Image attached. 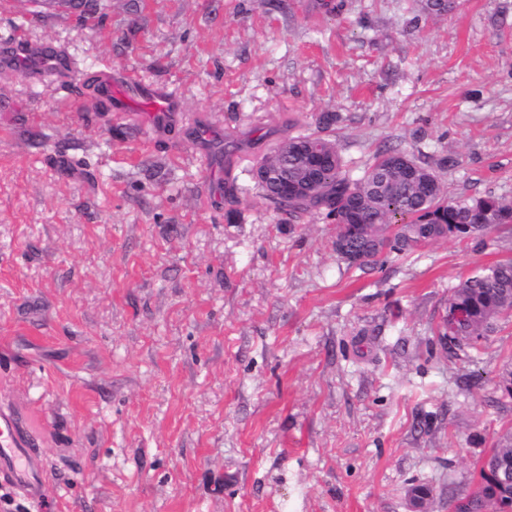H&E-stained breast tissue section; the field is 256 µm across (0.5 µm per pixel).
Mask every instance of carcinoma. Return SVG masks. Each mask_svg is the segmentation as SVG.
Instances as JSON below:
<instances>
[{
	"label": "carcinoma",
	"mask_w": 512,
	"mask_h": 512,
	"mask_svg": "<svg viewBox=\"0 0 512 512\" xmlns=\"http://www.w3.org/2000/svg\"><path fill=\"white\" fill-rule=\"evenodd\" d=\"M454 0H424V10L441 16ZM329 117L317 130L290 135L278 143L281 151L264 154L260 161L288 170L293 181L304 179L305 168L298 147L320 143L331 158L322 183L307 196L283 200L275 186L264 185L266 197L288 214L315 211L333 221L340 232L336 253L360 269L375 268L390 253L409 254L441 239L483 238L492 229L512 224V201L494 195L465 200L448 197L437 172L429 163L398 148L378 152L355 177L347 169L337 140L327 134ZM471 310V320L457 325L458 336H488L499 322L512 317V260L482 268L455 285L448 296ZM505 447L491 450L479 470L474 497H491L497 487Z\"/></svg>",
	"instance_id": "carcinoma-1"
}]
</instances>
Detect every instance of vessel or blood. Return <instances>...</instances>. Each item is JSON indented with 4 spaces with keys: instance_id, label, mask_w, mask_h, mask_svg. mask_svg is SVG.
Here are the masks:
<instances>
[{
    "instance_id": "b4317fda",
    "label": "vessel or blood",
    "mask_w": 512,
    "mask_h": 512,
    "mask_svg": "<svg viewBox=\"0 0 512 512\" xmlns=\"http://www.w3.org/2000/svg\"><path fill=\"white\" fill-rule=\"evenodd\" d=\"M21 61L28 64L25 75L29 78L61 76L68 73L70 67L65 55L33 43L22 35L0 44V64L10 66ZM122 89V95L113 101L115 109H124L127 100L133 97L151 100L154 112L161 116L175 109L171 97L158 95L152 86L138 77L124 76ZM43 479L36 441L14 416L0 411V488L17 490L37 498L43 490Z\"/></svg>"
}]
</instances>
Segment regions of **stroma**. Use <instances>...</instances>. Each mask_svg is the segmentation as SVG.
<instances>
[{"mask_svg":"<svg viewBox=\"0 0 512 512\" xmlns=\"http://www.w3.org/2000/svg\"><path fill=\"white\" fill-rule=\"evenodd\" d=\"M17 31L74 61L0 71V409L42 451L28 512H408L417 485L452 512L512 435V320L454 353L437 329L512 226L361 269L252 167L329 114L353 173L397 147L452 157L451 197L512 200V0H0ZM107 68L177 111L100 107Z\"/></svg>","mask_w":512,"mask_h":512,"instance_id":"35a3bbf8","label":"stroma"}]
</instances>
